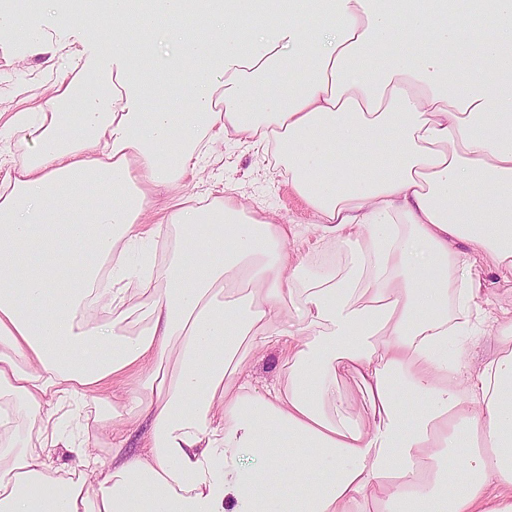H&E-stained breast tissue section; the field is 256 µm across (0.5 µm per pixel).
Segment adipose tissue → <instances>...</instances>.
<instances>
[{
    "label": "adipose tissue",
    "instance_id": "1",
    "mask_svg": "<svg viewBox=\"0 0 512 512\" xmlns=\"http://www.w3.org/2000/svg\"><path fill=\"white\" fill-rule=\"evenodd\" d=\"M42 2L106 36L94 82L0 124L30 143L0 165V512H512L488 493L512 489V317L505 352L462 361L478 261L512 277V0ZM237 135L279 148L343 265L180 193ZM271 349L257 385L244 358ZM91 392L123 423L107 462ZM243 366L246 372L262 384L274 380L278 374L279 364L275 351L271 350L263 356L246 358Z\"/></svg>",
    "mask_w": 512,
    "mask_h": 512
}]
</instances>
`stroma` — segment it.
I'll return each instance as SVG.
<instances>
[{"label": "stroma", "instance_id": "1", "mask_svg": "<svg viewBox=\"0 0 512 512\" xmlns=\"http://www.w3.org/2000/svg\"><path fill=\"white\" fill-rule=\"evenodd\" d=\"M15 8L27 27L45 38L36 46L10 39L0 40V113L19 110L22 96L42 99L51 94L54 77L63 72L72 50L70 36L60 34L51 13L30 9L27 0H17ZM185 193L202 202L216 197H230L254 215L278 224H295L300 238L290 245L293 261L322 259L325 251L314 224L316 218L293 191L281 160L256 150L249 141H230L216 145L199 163L194 175L184 181ZM483 303L474 309L472 322L482 336L476 337L465 361L470 371H480L500 350L494 326L503 312L512 310V279L503 280L491 266L480 270Z\"/></svg>", "mask_w": 512, "mask_h": 512}]
</instances>
